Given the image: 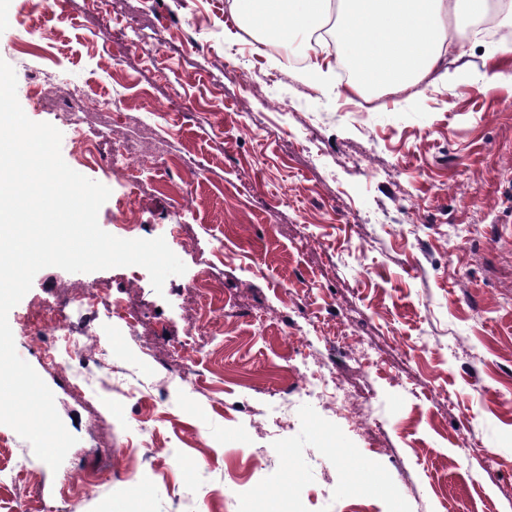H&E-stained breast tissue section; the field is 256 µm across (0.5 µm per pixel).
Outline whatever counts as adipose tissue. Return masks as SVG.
<instances>
[{
    "label": "adipose tissue",
    "mask_w": 512,
    "mask_h": 512,
    "mask_svg": "<svg viewBox=\"0 0 512 512\" xmlns=\"http://www.w3.org/2000/svg\"><path fill=\"white\" fill-rule=\"evenodd\" d=\"M231 10L253 27L296 38L305 77L351 67L347 90L362 96L384 84L426 88L447 78L461 38L457 21L512 18V0H231Z\"/></svg>",
    "instance_id": "1"
}]
</instances>
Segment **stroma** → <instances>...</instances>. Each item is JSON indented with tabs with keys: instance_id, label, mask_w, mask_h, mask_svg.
<instances>
[{
	"instance_id": "stroma-1",
	"label": "stroma",
	"mask_w": 512,
	"mask_h": 512,
	"mask_svg": "<svg viewBox=\"0 0 512 512\" xmlns=\"http://www.w3.org/2000/svg\"><path fill=\"white\" fill-rule=\"evenodd\" d=\"M128 17L144 21L148 46L112 42L113 26ZM470 26L461 23L463 78L359 98L339 72L311 85L300 67L253 54L252 33L235 23L227 0H57L48 16L29 0H0V59L16 73L22 109L61 128L66 164L111 191L100 227L124 237L122 206L136 192L142 238L181 224L201 243L180 252L185 273L159 292L147 270L129 266L35 275L9 325L76 442L54 471L0 424V512H16L33 494L43 512H67L68 498L78 512H512V495L501 491L512 484V87L485 84L494 69L486 54L500 44L470 37ZM25 27L23 54L16 39ZM45 27L54 41L40 39ZM107 42L112 69L101 52ZM234 51L247 80L224 72ZM57 68L101 100L124 87V109H82L88 138L110 119L140 120L163 139L167 161L133 176L118 162L79 164L61 120L71 109L65 90L54 89L42 108L24 89L27 78ZM158 102L167 111H155ZM189 180L191 207L175 190ZM457 183L468 197L449 193ZM158 186L167 199L156 198ZM404 223L407 235L392 232ZM202 270L238 316L226 334L199 342L200 387H171L156 404L151 425L165 453L100 473L93 492L69 485L70 471L137 441L131 420L142 405L117 398L112 382L126 369L169 377L186 326L182 286ZM90 284L109 285L108 296L70 315L74 330L99 328L105 351L78 385L41 354L26 317ZM113 296L129 299L156 336L131 331L113 313ZM269 307L295 327L313 319L325 336L363 337L389 359L390 369L370 367L366 378L388 422L381 449L298 393L289 392L287 419L274 412L273 394L300 358L280 343L279 326L258 330ZM398 340L406 354L395 350ZM434 387L447 391V404L430 401ZM471 441L493 452L489 464L470 456ZM278 447L295 449L304 469L253 467L255 449ZM330 447L356 449L358 466L343 469ZM201 457L206 465L184 479L183 463Z\"/></svg>"
}]
</instances>
